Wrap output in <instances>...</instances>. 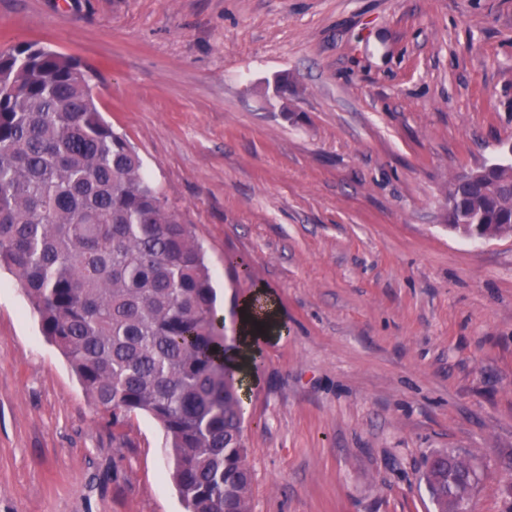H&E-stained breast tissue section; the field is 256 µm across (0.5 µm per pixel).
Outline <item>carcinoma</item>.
<instances>
[{
    "instance_id": "1",
    "label": "carcinoma",
    "mask_w": 512,
    "mask_h": 512,
    "mask_svg": "<svg viewBox=\"0 0 512 512\" xmlns=\"http://www.w3.org/2000/svg\"><path fill=\"white\" fill-rule=\"evenodd\" d=\"M76 58L0 49V265L112 426L139 412L166 436L186 512H252L237 338L226 335L202 246L88 92ZM448 223L512 232V161L454 177ZM426 480L438 512L467 500L469 463Z\"/></svg>"
}]
</instances>
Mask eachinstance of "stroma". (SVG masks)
Masks as SVG:
<instances>
[{
  "label": "stroma",
  "instance_id": "obj_1",
  "mask_svg": "<svg viewBox=\"0 0 512 512\" xmlns=\"http://www.w3.org/2000/svg\"><path fill=\"white\" fill-rule=\"evenodd\" d=\"M34 41L93 67L228 335L274 310L247 348L253 512H435L438 452L501 512L512 234L467 237L445 199L512 139V0H0V47ZM164 443L144 414L113 438L1 266L0 512H185Z\"/></svg>",
  "mask_w": 512,
  "mask_h": 512
}]
</instances>
